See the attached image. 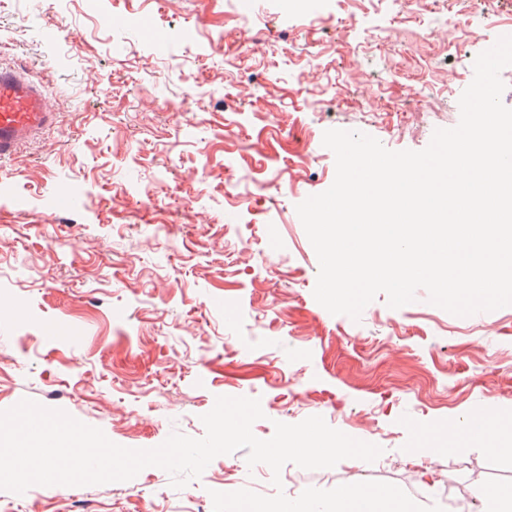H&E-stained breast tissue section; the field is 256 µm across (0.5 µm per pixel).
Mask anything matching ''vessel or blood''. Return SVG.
<instances>
[{"mask_svg": "<svg viewBox=\"0 0 512 512\" xmlns=\"http://www.w3.org/2000/svg\"><path fill=\"white\" fill-rule=\"evenodd\" d=\"M55 114L45 94L26 74L0 66V161L13 159Z\"/></svg>", "mask_w": 512, "mask_h": 512, "instance_id": "vessel-or-blood-1", "label": "vessel or blood"}]
</instances>
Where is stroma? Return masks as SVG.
Returning <instances> with one entry per match:
<instances>
[{
    "label": "stroma",
    "mask_w": 512,
    "mask_h": 512,
    "mask_svg": "<svg viewBox=\"0 0 512 512\" xmlns=\"http://www.w3.org/2000/svg\"><path fill=\"white\" fill-rule=\"evenodd\" d=\"M256 0L266 39L245 57L187 43L185 27L235 26L200 0H0V66L27 71L56 113L0 162V410L22 399L65 411L133 449L172 432L200 438L219 396L259 399L254 435L313 415L381 447L371 463L306 470L281 487L245 451L216 457L173 488L161 468L89 486L0 490V512H213L212 492L298 497L354 481L397 485L445 505L474 476L512 485V454L473 443L418 452V430L475 409L512 415V306L460 318L427 301L359 320L329 313L313 290L318 259L296 212L327 190L326 130L368 134L393 151L426 148L458 124L470 59L512 30V0ZM432 31L423 39L424 31ZM403 114L385 110L387 100ZM80 206L57 208L60 195ZM64 335L47 337V324Z\"/></svg>",
    "instance_id": "35a3bbf8"
}]
</instances>
